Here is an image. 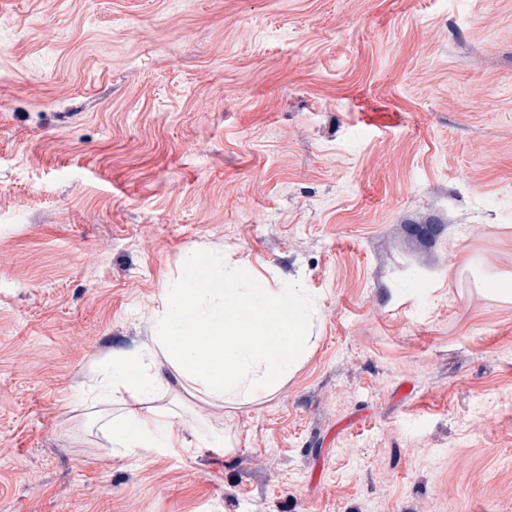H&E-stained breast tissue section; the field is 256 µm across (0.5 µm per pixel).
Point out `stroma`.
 <instances>
[{"instance_id": "stroma-1", "label": "stroma", "mask_w": 512, "mask_h": 512, "mask_svg": "<svg viewBox=\"0 0 512 512\" xmlns=\"http://www.w3.org/2000/svg\"><path fill=\"white\" fill-rule=\"evenodd\" d=\"M201 248L309 350L119 456ZM508 274L512 0H0V512H512Z\"/></svg>"}]
</instances>
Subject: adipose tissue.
I'll list each match as a JSON object with an SVG mask.
<instances>
[{"label": "adipose tissue", "mask_w": 512, "mask_h": 512, "mask_svg": "<svg viewBox=\"0 0 512 512\" xmlns=\"http://www.w3.org/2000/svg\"><path fill=\"white\" fill-rule=\"evenodd\" d=\"M310 328L300 289L267 288L246 263L229 271L212 251L193 253L165 291L149 346L112 354V392L129 399L110 426L114 451L138 457L184 447L172 431L173 409L154 402L169 378L222 402L274 393L304 357ZM159 358L169 374L155 370Z\"/></svg>", "instance_id": "adipose-tissue-1"}]
</instances>
